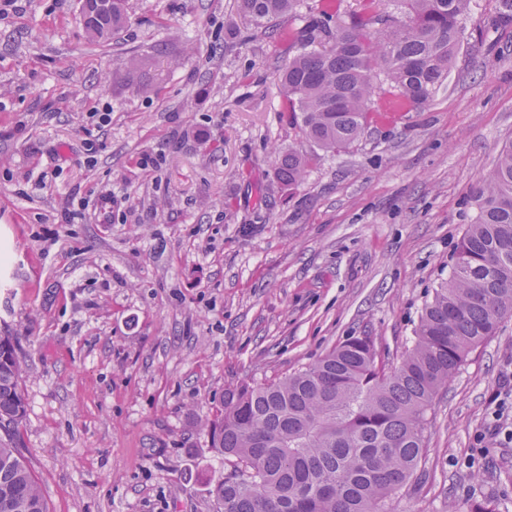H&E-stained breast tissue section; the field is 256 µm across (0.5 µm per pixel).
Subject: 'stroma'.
<instances>
[{"label":"stroma","mask_w":512,"mask_h":512,"mask_svg":"<svg viewBox=\"0 0 512 512\" xmlns=\"http://www.w3.org/2000/svg\"><path fill=\"white\" fill-rule=\"evenodd\" d=\"M498 12L472 0L425 106L326 152L281 84L302 17L273 37L236 0H128L125 27L94 43L80 0H15L0 19V336L27 365L19 454L50 512H217L230 468L201 426L225 386L353 336L389 359L411 346L472 191L512 143ZM291 148L313 162L288 188L274 155ZM511 358L512 320L433 400L392 512H512V443L484 434Z\"/></svg>","instance_id":"1"}]
</instances>
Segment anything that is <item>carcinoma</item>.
Segmentation results:
<instances>
[{
	"label": "carcinoma",
	"instance_id": "obj_1",
	"mask_svg": "<svg viewBox=\"0 0 512 512\" xmlns=\"http://www.w3.org/2000/svg\"><path fill=\"white\" fill-rule=\"evenodd\" d=\"M127 0L94 25V42L113 38ZM288 37L303 50L284 70L288 111L302 135L326 151L360 140L388 112L428 103L448 76L470 0H401L406 20L384 18L378 0H359L354 24H329L333 0ZM303 0H237L263 28ZM386 112L371 109L377 93ZM310 158L290 149L276 170L299 183ZM479 210L458 246L448 280L433 292L398 362L378 357L369 336L351 337L279 380L224 388L206 425L211 447L231 466L212 493L220 512H389L425 449L426 413L468 355L512 319V145L473 191ZM25 365L11 336H0V512H48L36 479L18 456Z\"/></svg>",
	"mask_w": 512,
	"mask_h": 512
}]
</instances>
